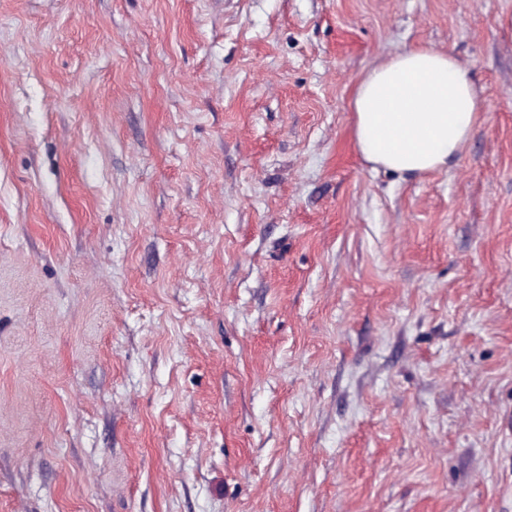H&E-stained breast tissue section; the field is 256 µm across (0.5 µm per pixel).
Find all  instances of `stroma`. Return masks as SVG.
<instances>
[{"label": "stroma", "instance_id": "obj_1", "mask_svg": "<svg viewBox=\"0 0 512 512\" xmlns=\"http://www.w3.org/2000/svg\"><path fill=\"white\" fill-rule=\"evenodd\" d=\"M415 45L479 112L402 176ZM0 512H512V0H0ZM354 137L373 169L420 175L448 168L478 116L469 69L449 53L414 46L355 84Z\"/></svg>", "mask_w": 512, "mask_h": 512}]
</instances>
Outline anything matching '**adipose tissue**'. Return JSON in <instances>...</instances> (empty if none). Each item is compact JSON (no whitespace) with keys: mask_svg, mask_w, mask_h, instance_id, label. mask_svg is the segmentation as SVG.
<instances>
[{"mask_svg":"<svg viewBox=\"0 0 512 512\" xmlns=\"http://www.w3.org/2000/svg\"><path fill=\"white\" fill-rule=\"evenodd\" d=\"M354 137L373 168L420 175L447 168L478 116L469 69L453 55L414 46L355 84Z\"/></svg>","mask_w":512,"mask_h":512,"instance_id":"obj_1","label":"adipose tissue"}]
</instances>
